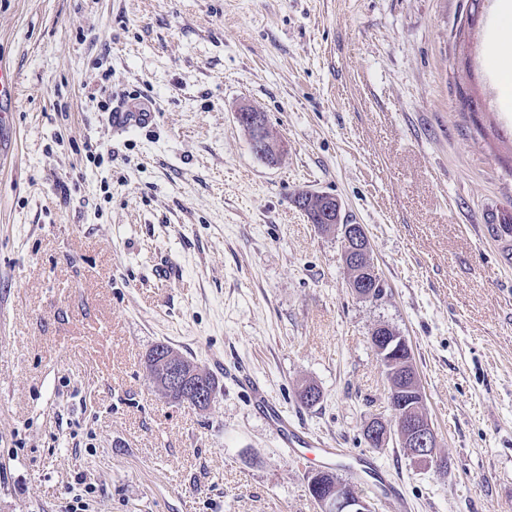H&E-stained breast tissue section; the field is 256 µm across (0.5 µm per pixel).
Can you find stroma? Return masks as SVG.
Masks as SVG:
<instances>
[{
	"label": "stroma",
	"mask_w": 512,
	"mask_h": 512,
	"mask_svg": "<svg viewBox=\"0 0 512 512\" xmlns=\"http://www.w3.org/2000/svg\"><path fill=\"white\" fill-rule=\"evenodd\" d=\"M468 0H0L16 79L0 131V512H53L81 479L104 512H320L234 381L363 453L411 512H512V54ZM472 60L479 73L464 68ZM493 99L471 118L459 91ZM147 98L148 129L107 109ZM287 147L253 154L240 106ZM98 145L89 157L86 142ZM336 197L385 283L350 286L340 233L292 202ZM405 336L448 462L414 463L370 342ZM165 343L210 370L201 411L145 369ZM322 392L313 407L296 397Z\"/></svg>",
	"instance_id": "1"
}]
</instances>
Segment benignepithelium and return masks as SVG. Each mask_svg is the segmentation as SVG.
Listing matches in <instances>:
<instances>
[{
    "label": "benign epithelium",
    "mask_w": 512,
    "mask_h": 512,
    "mask_svg": "<svg viewBox=\"0 0 512 512\" xmlns=\"http://www.w3.org/2000/svg\"><path fill=\"white\" fill-rule=\"evenodd\" d=\"M236 119L240 124L255 130L257 137L252 141V151L259 160L269 165L282 161L284 146L280 140L266 134L268 120L265 113L250 105H244L236 112ZM340 231L347 247L346 255L369 247L363 226L350 224L341 227ZM371 344L390 377L391 396L401 404L396 429L399 444L408 450V456L418 464H441L436 453L437 434L421 408L422 400L409 398L414 390L417 394H422V389L412 362L402 357L403 353L410 352L406 338L390 328L380 326L373 331ZM166 379L171 386L185 388L187 399L194 404L200 407L211 404L213 391L205 374H197L189 383L183 373L172 369L167 372ZM368 427L370 443L381 446L389 439L390 430L383 420L374 418L369 421ZM321 506L322 512H374L373 503L368 499L362 496L353 498L342 492L337 493L333 499L321 502Z\"/></svg>",
    "instance_id": "benign-epithelium-1"
}]
</instances>
